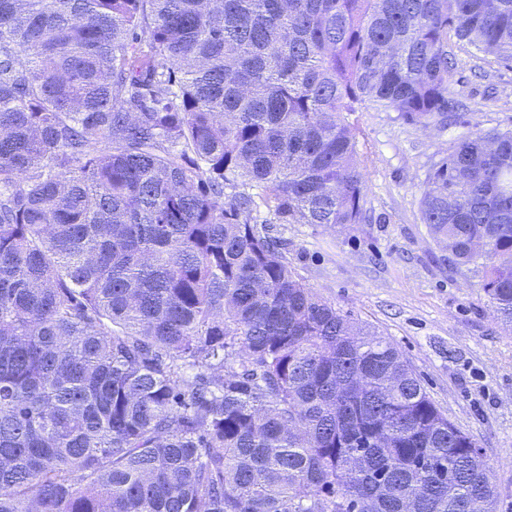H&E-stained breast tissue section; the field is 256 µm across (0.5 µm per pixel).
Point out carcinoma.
<instances>
[{
    "label": "carcinoma",
    "instance_id": "carcinoma-1",
    "mask_svg": "<svg viewBox=\"0 0 512 512\" xmlns=\"http://www.w3.org/2000/svg\"><path fill=\"white\" fill-rule=\"evenodd\" d=\"M512 0H0V512H496L481 448L274 224H363L349 116L458 122ZM421 216L512 325V129Z\"/></svg>",
    "mask_w": 512,
    "mask_h": 512
}]
</instances>
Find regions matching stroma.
<instances>
[{
	"label": "stroma",
	"mask_w": 512,
	"mask_h": 512,
	"mask_svg": "<svg viewBox=\"0 0 512 512\" xmlns=\"http://www.w3.org/2000/svg\"><path fill=\"white\" fill-rule=\"evenodd\" d=\"M451 51L452 89L467 105L456 125L424 129L373 109L351 117L372 222L273 232L302 283L394 344L482 449L497 512H512V326L497 319L476 268L449 267L420 210L432 161L463 137L512 129V67L463 41Z\"/></svg>",
	"instance_id": "35a3bbf8"
}]
</instances>
